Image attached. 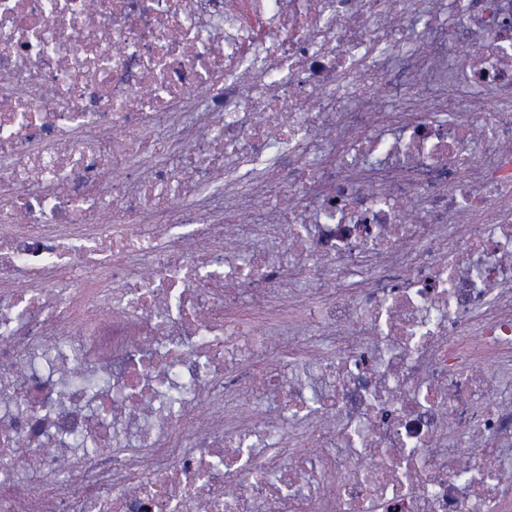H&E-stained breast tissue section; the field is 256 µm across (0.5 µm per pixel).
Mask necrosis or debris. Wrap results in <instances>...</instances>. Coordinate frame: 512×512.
I'll use <instances>...</instances> for the list:
<instances>
[{
	"mask_svg": "<svg viewBox=\"0 0 512 512\" xmlns=\"http://www.w3.org/2000/svg\"><path fill=\"white\" fill-rule=\"evenodd\" d=\"M0 512H512V0H0Z\"/></svg>",
	"mask_w": 512,
	"mask_h": 512,
	"instance_id": "1",
	"label": "necrosis or debris"
}]
</instances>
